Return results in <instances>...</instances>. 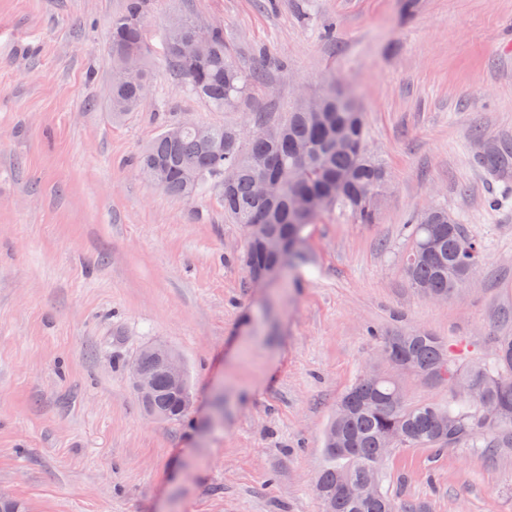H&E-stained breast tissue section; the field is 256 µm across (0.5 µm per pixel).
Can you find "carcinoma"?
<instances>
[{
  "label": "carcinoma",
  "instance_id": "obj_1",
  "mask_svg": "<svg viewBox=\"0 0 512 512\" xmlns=\"http://www.w3.org/2000/svg\"><path fill=\"white\" fill-rule=\"evenodd\" d=\"M144 0H128L124 12L112 19V120L120 121L136 110L150 85L146 56L138 72L122 77L121 49L136 47L145 52L142 15ZM196 39L201 57L190 64L181 54L182 42ZM167 59L172 72L186 89L210 106L223 110L235 106L254 85L264 80L260 68L245 69L232 58L224 30L207 35L189 17L177 30L167 33ZM318 96L324 105L314 108L304 101L273 119L258 116L255 130L246 138L233 127L210 126L207 137L197 134L190 122L165 125L137 157L140 175L156 184L155 174L165 172L158 185L176 198L193 197L204 190L217 191L224 202V217L243 227L246 250L239 257L254 276L275 262L262 246L263 232L285 236L292 252L282 257H299L303 230L318 214L334 210L360 224L375 221L390 178L386 167L368 155L363 116L356 109L336 103V82L326 80ZM179 129L177 137L170 131ZM266 173L279 184V197L262 203L254 190L255 178ZM305 193L317 204L314 214L288 211V200ZM435 237L436 254L425 256L420 245ZM484 260L481 241L461 224L448 225V210L437 207L431 224L421 215L411 219V245L406 252L404 272L412 287L453 297L468 283ZM382 353L393 366L410 363L425 375V381L458 388L465 380L485 387V399L505 407L511 418L498 424L485 423L482 411L448 403L409 405L401 383L382 375L373 384L357 380L336 403L325 432L326 464L315 480L321 512H388L393 501L383 488L369 502L358 503L337 492V483L374 478L370 467L377 464L385 441L391 437L396 448H432L437 451L457 445L479 448L494 455L512 448V336L499 338L490 364L459 363L448 352L447 343L426 332L386 336ZM155 376L157 405L169 419L184 416L170 395L165 377L150 358L142 359ZM448 415V428L435 425L437 415Z\"/></svg>",
  "mask_w": 512,
  "mask_h": 512
}]
</instances>
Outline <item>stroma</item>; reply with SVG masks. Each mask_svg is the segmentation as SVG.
Wrapping results in <instances>:
<instances>
[{"instance_id": "1", "label": "stroma", "mask_w": 512, "mask_h": 512, "mask_svg": "<svg viewBox=\"0 0 512 512\" xmlns=\"http://www.w3.org/2000/svg\"><path fill=\"white\" fill-rule=\"evenodd\" d=\"M126 0H0V493L32 512H320L324 431L382 337H441L460 362L512 336V0H146L151 90L112 119L109 31ZM220 25L266 79L224 111L167 64L166 29ZM334 38L324 35L326 26ZM336 78L389 169L378 218L330 211L269 283L238 257L216 192L164 194L134 161L169 123L237 128ZM430 205L481 239L459 297L403 273ZM183 359L179 421L145 415L127 375L146 345ZM384 487L426 512H512V450L396 448Z\"/></svg>"}]
</instances>
